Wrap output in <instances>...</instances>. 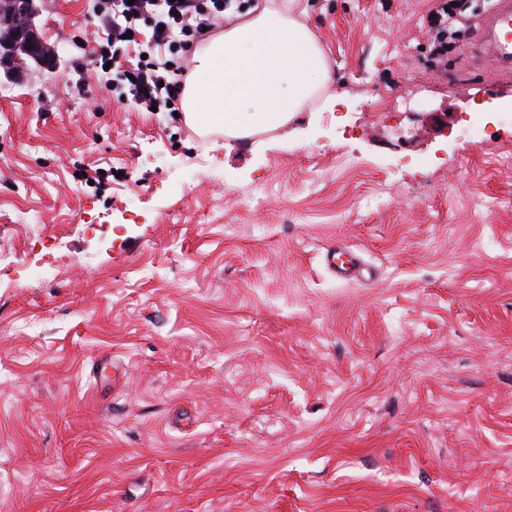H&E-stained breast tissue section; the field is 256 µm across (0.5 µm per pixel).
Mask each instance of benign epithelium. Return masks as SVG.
I'll return each instance as SVG.
<instances>
[{
	"instance_id": "1",
	"label": "benign epithelium",
	"mask_w": 512,
	"mask_h": 512,
	"mask_svg": "<svg viewBox=\"0 0 512 512\" xmlns=\"http://www.w3.org/2000/svg\"><path fill=\"white\" fill-rule=\"evenodd\" d=\"M40 0H12L0 9V76L20 79L32 66L58 67V57L46 53L36 19Z\"/></svg>"
}]
</instances>
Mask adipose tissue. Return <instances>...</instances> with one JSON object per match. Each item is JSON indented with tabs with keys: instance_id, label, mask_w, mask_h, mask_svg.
Masks as SVG:
<instances>
[{
	"instance_id": "adipose-tissue-1",
	"label": "adipose tissue",
	"mask_w": 512,
	"mask_h": 512,
	"mask_svg": "<svg viewBox=\"0 0 512 512\" xmlns=\"http://www.w3.org/2000/svg\"><path fill=\"white\" fill-rule=\"evenodd\" d=\"M306 16L300 0H266L196 52L183 90L186 119L229 138L287 126L327 78Z\"/></svg>"
}]
</instances>
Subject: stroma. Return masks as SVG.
Returning <instances> with one entry per match:
<instances>
[{
    "label": "stroma",
    "instance_id": "obj_1",
    "mask_svg": "<svg viewBox=\"0 0 512 512\" xmlns=\"http://www.w3.org/2000/svg\"><path fill=\"white\" fill-rule=\"evenodd\" d=\"M302 2L327 80L229 139L113 100L133 47L79 70L97 0H45L58 68L0 84V512H512L502 0L436 67L434 0ZM344 257V258H343ZM327 266L330 267L340 279H353L360 272V263L354 252L341 248L329 251L326 255Z\"/></svg>",
    "mask_w": 512,
    "mask_h": 512
}]
</instances>
